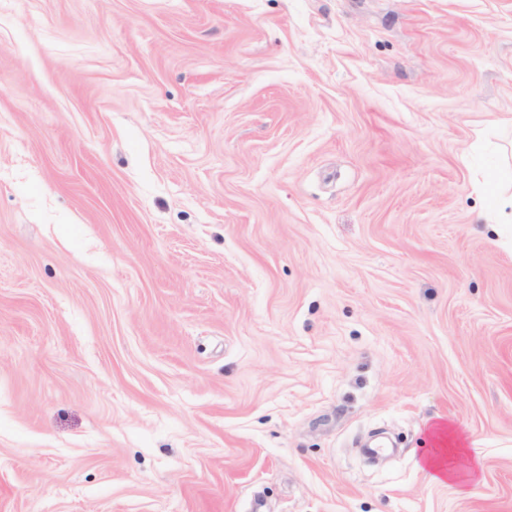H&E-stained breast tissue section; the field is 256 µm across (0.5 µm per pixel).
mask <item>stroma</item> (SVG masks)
Listing matches in <instances>:
<instances>
[{
    "instance_id": "stroma-1",
    "label": "stroma",
    "mask_w": 512,
    "mask_h": 512,
    "mask_svg": "<svg viewBox=\"0 0 512 512\" xmlns=\"http://www.w3.org/2000/svg\"><path fill=\"white\" fill-rule=\"evenodd\" d=\"M509 164L512 0H0V512H512Z\"/></svg>"
}]
</instances>
